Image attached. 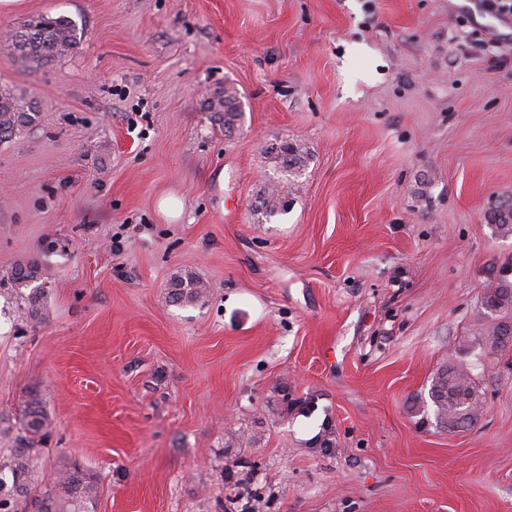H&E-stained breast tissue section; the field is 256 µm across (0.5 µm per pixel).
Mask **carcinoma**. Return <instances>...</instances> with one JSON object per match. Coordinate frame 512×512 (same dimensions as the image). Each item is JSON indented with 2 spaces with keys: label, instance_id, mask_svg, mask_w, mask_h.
Here are the masks:
<instances>
[{
  "label": "carcinoma",
  "instance_id": "cac0c4a2",
  "mask_svg": "<svg viewBox=\"0 0 512 512\" xmlns=\"http://www.w3.org/2000/svg\"><path fill=\"white\" fill-rule=\"evenodd\" d=\"M80 41L79 29L66 16L42 15L15 31L7 43L16 61L23 67L32 63L48 64L71 54ZM236 93L230 89L209 99L208 108L224 114V125L230 127L238 117ZM35 121L32 106L21 104L8 90L0 89V142L21 126ZM276 158L287 170H299L305 156L300 144L283 141L275 148ZM289 200L281 194L264 197L266 213L272 215L286 211ZM497 231L512 233V210L503 208L493 214ZM39 272L31 263H19L11 271L10 279L19 285L38 279ZM172 299L195 303L203 297L205 285L195 277L176 275L172 279ZM487 309L497 312L512 305V284L499 281L484 295ZM431 398L437 418L448 429L463 428L475 421L483 409L482 393L469 368L448 365L435 378ZM51 423L44 413L42 399L33 395L27 402L23 430L29 434L19 448L0 450V512H19L31 508L33 512H84V506L98 494L97 486L85 474L67 466L61 467L54 477L39 471L35 438L47 434Z\"/></svg>",
  "mask_w": 512,
  "mask_h": 512
}]
</instances>
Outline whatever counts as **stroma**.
I'll use <instances>...</instances> for the list:
<instances>
[{
	"mask_svg": "<svg viewBox=\"0 0 512 512\" xmlns=\"http://www.w3.org/2000/svg\"><path fill=\"white\" fill-rule=\"evenodd\" d=\"M83 29L0 87V448L39 393L41 467L91 512H512V17L481 0H16ZM234 89V126L209 112ZM296 141L301 170L271 149ZM291 202L268 215L266 188ZM183 200L164 217L158 202ZM30 261L44 320L9 274ZM207 285L194 304L170 279ZM470 365L450 430L430 387ZM35 115L30 103L23 105L8 90L0 89V142L19 127L31 125ZM484 304L490 311L497 312L508 305H512V284L507 280H500L484 295ZM472 375L471 368L448 364L435 378L431 398L443 427L464 428L482 412V393Z\"/></svg>",
	"mask_w": 512,
	"mask_h": 512,
	"instance_id": "obj_1",
	"label": "stroma"
}]
</instances>
